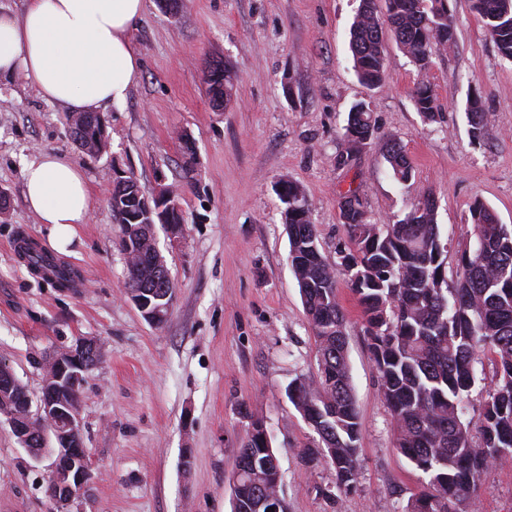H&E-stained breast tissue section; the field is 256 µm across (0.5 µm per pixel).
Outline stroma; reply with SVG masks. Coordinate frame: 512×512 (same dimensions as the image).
<instances>
[{"mask_svg":"<svg viewBox=\"0 0 512 512\" xmlns=\"http://www.w3.org/2000/svg\"><path fill=\"white\" fill-rule=\"evenodd\" d=\"M359 0H181L178 13L146 0L133 33L141 74L127 100L101 108L106 153L80 151L65 110L29 83L0 80V362L31 395L54 349L77 337L107 345L87 373L81 434L93 481L87 512H231L236 452L253 420L263 421L279 459L288 512H403L424 475L395 448L390 415L361 331V311L338 273L348 318L347 358L361 422L354 488L338 491L333 468L308 464L318 442L288 397L318 370L314 335L289 264L281 180L301 183L320 249L330 261L349 245L339 197L357 189L367 219L403 218L423 194L438 205L447 277L472 242L469 209L482 201L512 225V62L502 59L471 0H450L454 41L427 75L442 105L423 120L411 90L414 65L386 35L389 77L368 90L353 71L349 28ZM229 62L238 95L215 107L207 65ZM490 114L472 141L470 94ZM369 102L374 140L357 168L337 164L352 106ZM187 132L194 156L178 135ZM398 142L415 169L394 179L386 149ZM66 155L85 173L88 223L55 248L23 194L22 167L38 151ZM145 192L175 185L187 222L179 240L155 225L157 247L175 282L166 324L146 322L125 296L120 229L108 205L109 168ZM27 239L74 272L62 289L28 269L16 243ZM191 466H184V453ZM47 462L35 461L0 424V512H55L45 495ZM477 512H512V463L484 476Z\"/></svg>","mask_w":512,"mask_h":512,"instance_id":"stroma-1","label":"stroma"}]
</instances>
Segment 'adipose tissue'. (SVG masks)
Here are the masks:
<instances>
[{
	"instance_id": "obj_1",
	"label": "adipose tissue",
	"mask_w": 512,
	"mask_h": 512,
	"mask_svg": "<svg viewBox=\"0 0 512 512\" xmlns=\"http://www.w3.org/2000/svg\"><path fill=\"white\" fill-rule=\"evenodd\" d=\"M146 0H25L22 14L0 11V75L23 78L71 112L124 103L140 76L130 34ZM25 199L56 246L87 223L92 199L83 171L42 151L23 168Z\"/></svg>"
}]
</instances>
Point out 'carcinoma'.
<instances>
[{"label": "carcinoma", "instance_id": "cac0c4a2", "mask_svg": "<svg viewBox=\"0 0 512 512\" xmlns=\"http://www.w3.org/2000/svg\"><path fill=\"white\" fill-rule=\"evenodd\" d=\"M383 2L381 9L378 0H360L349 32L355 75L370 90L382 87L387 78L386 32L422 75L456 34L449 0ZM473 8L499 56L512 61V0H473ZM208 68L213 100L228 104L237 95L231 64L210 62ZM412 101L424 119H436L440 105L428 81L416 83ZM466 115L470 137L481 140L490 118L480 96L468 99ZM72 136L91 157L106 152L107 135L93 112L84 113ZM373 137L372 109L361 102L344 126L339 166L354 168ZM387 159L397 181L412 180L414 168L398 144L389 145ZM144 195L135 179L112 183L109 204L122 234L151 221L141 208ZM279 199L291 268L318 347L317 376L295 382L288 394L319 436L318 447L334 469L336 487L346 492L356 482L361 439L347 359V323L336 289L340 266L362 307L363 333L379 394L392 418L394 447L427 479L403 512H473L483 476L496 465L512 462V226L500 223L485 203L474 201L470 217L475 244L462 252L450 286L433 197H420L390 224H372L363 199L347 191L339 210L349 247L340 252L337 267L320 251L305 188L288 180ZM22 253L29 269L51 271L61 288L71 285L73 271L54 255L27 242ZM156 258L152 241L138 244L127 266V286L159 297L174 293L167 265ZM487 352L493 375L474 430L462 420L463 401ZM257 424H249L236 455L241 475L232 499L239 512H264L260 502L275 493L268 442Z\"/></svg>", "mask_w": 512, "mask_h": 512}]
</instances>
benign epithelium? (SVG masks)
I'll return each mask as SVG.
<instances>
[{
  "instance_id": "benign-epithelium-1",
  "label": "benign epithelium",
  "mask_w": 512,
  "mask_h": 512,
  "mask_svg": "<svg viewBox=\"0 0 512 512\" xmlns=\"http://www.w3.org/2000/svg\"><path fill=\"white\" fill-rule=\"evenodd\" d=\"M175 195L174 188L165 184L155 191L158 219L172 239L179 238L184 229V225L172 223L173 211L179 210L178 204L170 203ZM128 299L150 325L163 326L171 307L167 297L152 301L134 290L128 292ZM105 352V345L97 339H76L71 346L58 350L45 364L38 398L25 396L21 408L14 407L8 399L0 405V423L5 422L11 427L23 447H28L33 431L40 432L45 448L34 460L39 461L44 456L50 458L48 477L54 483L57 495L54 502L61 512H84L82 495L93 475L80 436L81 407L67 403L54 389L60 383L70 388L83 382L87 370Z\"/></svg>"
}]
</instances>
